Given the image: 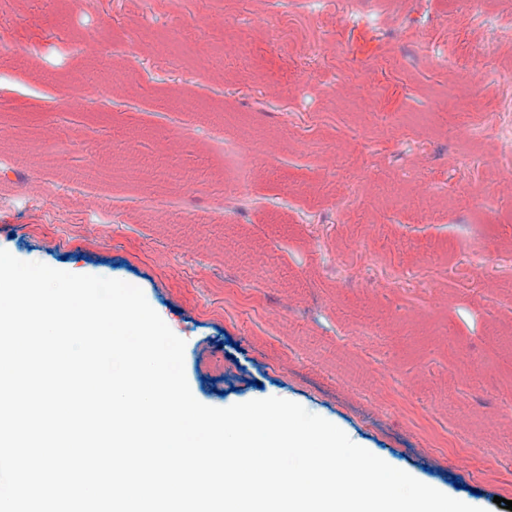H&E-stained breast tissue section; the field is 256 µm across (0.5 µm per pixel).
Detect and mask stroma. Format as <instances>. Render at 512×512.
<instances>
[{
	"mask_svg": "<svg viewBox=\"0 0 512 512\" xmlns=\"http://www.w3.org/2000/svg\"><path fill=\"white\" fill-rule=\"evenodd\" d=\"M509 60L512 0H9L0 248L141 288L199 402H297L505 512Z\"/></svg>",
	"mask_w": 512,
	"mask_h": 512,
	"instance_id": "stroma-1",
	"label": "stroma"
}]
</instances>
